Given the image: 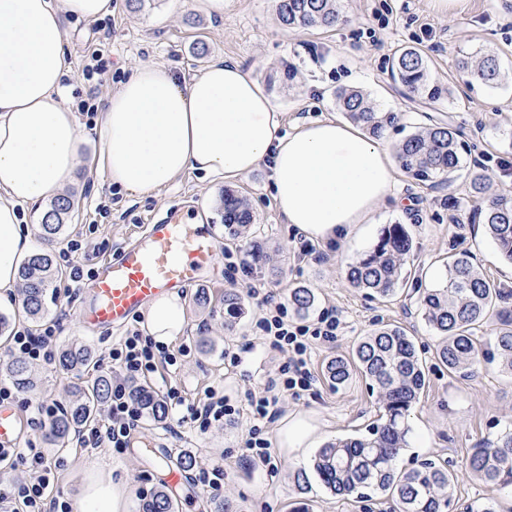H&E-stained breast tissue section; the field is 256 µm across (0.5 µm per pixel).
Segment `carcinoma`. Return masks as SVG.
Listing matches in <instances>:
<instances>
[{"mask_svg":"<svg viewBox=\"0 0 512 512\" xmlns=\"http://www.w3.org/2000/svg\"><path fill=\"white\" fill-rule=\"evenodd\" d=\"M338 2L277 0V10L287 27L328 29L336 26ZM457 66L464 76L491 89L512 80V75L500 70L496 56L491 53L476 60L469 54L463 55ZM393 79L430 100L448 94L447 88L431 81L426 58L414 48H406L397 55ZM336 105L375 138L383 136L399 120L396 112L379 111L361 90L337 91ZM463 153L459 134L449 124L421 127L396 147L400 166L419 182H431L458 171ZM73 207V202L63 197L45 212L41 224L43 238L51 240L60 234L64 217ZM477 215L499 254L512 262V198L494 197L478 209ZM252 221L246 200L224 193V224L245 226ZM413 250L414 241L406 226L389 224L375 246L348 265L346 279L354 288L390 296L410 278L405 264ZM53 275V261L46 252L30 255L20 268L23 307L34 319L44 316L46 292ZM509 296L512 290L490 281L468 251L455 257L438 285L422 292L419 308L425 321L441 336L436 354L449 372L474 377L482 360L492 354L500 358L505 370L512 372V312H495L498 304ZM315 300L310 288H296L291 294L293 305L303 314L313 308ZM493 318L497 319L493 344L485 347L477 342L474 332ZM91 364V351L82 345L62 350L58 359L59 367L67 373H80ZM355 369L378 393L384 408L381 422L366 435L338 439L319 449L313 463L315 473L331 493L340 497H359L363 491L372 490L391 498L392 512H447L454 485V477L447 468L424 460L408 471L395 469L396 459L407 447L410 409L419 401L427 383L425 366L413 338L396 325L374 329L360 339L352 357H332L325 366V374L332 386L339 387L350 381ZM7 371L18 387L33 386L26 363L14 361ZM110 388L111 381L106 376L76 388V399L52 422L46 440L64 446L70 433L87 423L107 401ZM130 388L141 413L154 420L165 417L161 398L140 384L133 383ZM468 466L474 477L487 485H512V428L488 446L474 449ZM173 508L171 495L160 490L145 505L144 512H173Z\"/></svg>","mask_w":512,"mask_h":512,"instance_id":"cac0c4a2","label":"carcinoma"}]
</instances>
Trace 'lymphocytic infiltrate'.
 Segmentation results:
<instances>
[{
    "mask_svg": "<svg viewBox=\"0 0 512 512\" xmlns=\"http://www.w3.org/2000/svg\"><path fill=\"white\" fill-rule=\"evenodd\" d=\"M257 325L262 339L269 347L287 352V360L268 379L262 395L249 399L252 426L245 442L248 458L256 465L273 468L272 443L268 428L282 414L280 397L289 393L299 397L312 391L316 384L312 353L315 345L334 341L340 320L335 310L323 309L316 320L301 321L289 314L286 304H276L273 311L261 317ZM55 326H47L40 333L29 329L17 330L10 340L9 352L32 362L49 363L54 359L52 344L56 339ZM112 365L121 374L112 386L106 424L87 429L80 441L91 448L106 447L123 450L138 425L141 414L132 402L128 384L133 380L150 379L160 370L169 368L177 358L168 347L156 345L140 330L128 331L118 347L110 353ZM167 414L176 416L178 423L187 424L199 432H206L212 423L236 415L237 410L228 399L210 389L204 398L187 400L176 386H167L164 394ZM25 463L30 476L28 482L0 486V512H73L63 492L54 488L55 463L36 446L10 448L0 451V465Z\"/></svg>",
    "mask_w": 512,
    "mask_h": 512,
    "instance_id": "f902f5d3",
    "label": "lymphocytic infiltrate"
}]
</instances>
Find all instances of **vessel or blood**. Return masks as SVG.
I'll list each match as a JSON object with an SVG mask.
<instances>
[{
	"instance_id": "obj_1",
	"label": "vessel or blood",
	"mask_w": 512,
	"mask_h": 512,
	"mask_svg": "<svg viewBox=\"0 0 512 512\" xmlns=\"http://www.w3.org/2000/svg\"><path fill=\"white\" fill-rule=\"evenodd\" d=\"M216 247L210 227L187 223L175 212L155 219L136 241L101 260L83 285L84 330H120L169 292L199 284ZM28 427V420L13 406L0 404V449L17 447Z\"/></svg>"
}]
</instances>
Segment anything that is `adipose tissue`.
Masks as SVG:
<instances>
[{"label":"adipose tissue","instance_id":"ef3b65f1","mask_svg":"<svg viewBox=\"0 0 512 512\" xmlns=\"http://www.w3.org/2000/svg\"><path fill=\"white\" fill-rule=\"evenodd\" d=\"M115 8L114 0H0V298L15 291L32 250L21 205L60 196L86 160L140 198L186 171L232 181L267 162L277 208L307 238L343 242L371 222L396 186L390 148L331 118L284 131L256 77L223 59L187 82L163 64L133 68L108 97L97 148L86 153L62 85V19L95 20ZM186 326L173 292L150 304L142 330L165 345ZM130 497L125 484L97 476L79 509L126 512Z\"/></svg>","mask_w":512,"mask_h":512}]
</instances>
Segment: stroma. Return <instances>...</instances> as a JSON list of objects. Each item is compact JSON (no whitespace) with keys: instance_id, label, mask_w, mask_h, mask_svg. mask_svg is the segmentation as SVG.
I'll return each mask as SVG.
<instances>
[{"instance_id":"obj_1","label":"stroma","mask_w":512,"mask_h":512,"mask_svg":"<svg viewBox=\"0 0 512 512\" xmlns=\"http://www.w3.org/2000/svg\"><path fill=\"white\" fill-rule=\"evenodd\" d=\"M431 3L340 0L349 21L329 30L283 26L276 0H224L220 16L208 13L201 0H154L141 11L134 10L129 0H117L112 15L102 19L64 18L68 73L63 83L73 105L91 93L97 103H104L129 69L140 64L163 63L188 80L210 60L226 58L260 79L284 114L285 130L301 122L340 117L337 91L358 89L381 111L399 114L397 126L384 136L386 144L396 145L416 128L443 121L459 130L469 146L465 169L449 181L430 187L398 173L394 193L380 203L372 224L359 236L318 246L316 253L304 258L295 251L298 229L286 224L276 207L268 166L230 183L187 171L146 198L130 197L106 183L100 172L80 166L66 189L75 207L53 246L57 274L47 291L46 315L35 322L25 317L16 300L0 301V315L11 328L37 333L53 324L57 327L54 350L81 344L94 354L95 368L77 379L53 364L33 365L36 384L20 392L31 420L26 439L58 461L54 485L70 500H77L90 478L99 474L125 483L131 490L130 512H142L143 503L162 486L159 467L189 455L200 467L223 463L224 489L215 497L202 484L188 483L180 493L181 512H215L221 499L231 502L236 512H389V501L379 495L368 502L333 495L313 471L315 449L297 460L273 447L278 465L274 474L244 456L251 426L247 400L263 390L268 375L287 358L262 343L257 327L260 311L248 292L249 283L258 279L265 283L272 303L289 302L293 289L308 287L315 291L316 309L335 308L341 319L335 341L314 353L320 379L313 393L283 395V418L312 415L320 424L323 444L365 434L380 415L378 399L366 379L356 373L346 385L335 388L322 372L330 357L351 355L358 340L377 323L401 326L413 336L427 363L429 385L410 412L409 446L398 469H411L426 458L446 466L455 477L448 512H462L463 506L491 496L498 499L500 512H512V491L483 484L466 466L473 449L512 426V375L503 373L495 361L483 362L473 378L450 373L436 356L440 338L423 319L418 304L420 290L436 285L446 273L449 256L464 250L473 252L489 279L512 289V263L501 258L483 225L470 220L478 202L470 196L467 180V170L473 167L486 174L488 196L512 195V84L490 89L466 82L457 69L461 52L479 49L494 53L502 68L512 67V0H464L461 9L448 16L436 13ZM93 46L102 48L108 69L106 80L94 86L84 79L80 67L85 51ZM404 47L421 51L431 76L450 88V97L430 101L410 94L392 79V61ZM228 189L249 204L253 222L246 232L236 233L224 224L221 199ZM205 205L217 241L213 279L184 292L188 326L169 344L178 355L177 363L165 378H152L147 386L160 395L170 382L189 399L214 388L229 398L237 415L204 434L170 419L157 422L144 417L135 432L139 447L121 453L81 447L74 434L64 447L49 445L47 426L37 419L38 406L53 402L65 408L73 382L87 385L102 375L115 377L110 352L122 338L118 331L97 336L83 331L79 290L70 284L62 250L79 235L94 248L93 259L98 262L131 242L153 219L177 209L192 223ZM395 223L406 225L415 242L407 264L410 286L391 299L351 287L345 279L347 264L373 248L383 228ZM228 290L241 298V311L233 317L224 311ZM240 348L248 351L245 363L229 367L225 350Z\"/></svg>"}]
</instances>
